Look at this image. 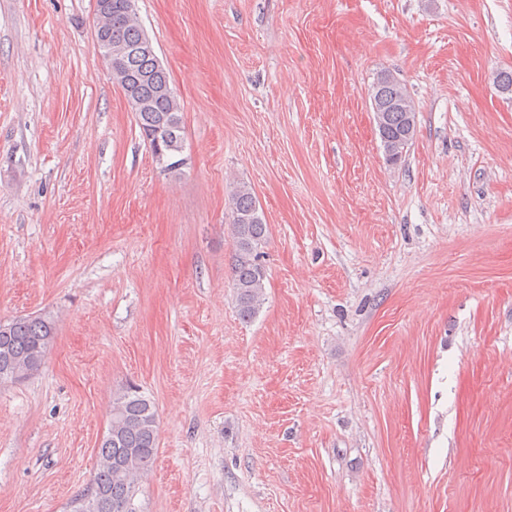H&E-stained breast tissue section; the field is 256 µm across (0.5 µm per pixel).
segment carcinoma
I'll return each instance as SVG.
<instances>
[{"label": "carcinoma", "instance_id": "cac0c4a2", "mask_svg": "<svg viewBox=\"0 0 512 512\" xmlns=\"http://www.w3.org/2000/svg\"><path fill=\"white\" fill-rule=\"evenodd\" d=\"M112 35L134 46L145 37L137 20L115 10ZM156 56L141 53L127 62L132 74L151 75L154 82L141 85L144 109L136 113L141 135L152 154L168 159L166 174L177 175L186 165L185 127L180 102L173 90L158 91L170 85L168 73L156 71ZM372 108L380 112L376 119L387 162L402 161L414 136L411 122L416 119L413 101L406 87L389 73L380 74L370 90ZM230 209L235 240L232 256L233 288L240 316L253 318L265 295L266 271L261 264L267 224L259 212L252 188L239 184L231 194ZM54 336V322L48 316L17 317L0 321V383L15 382L39 371ZM157 413L154 403L135 387H128L112 400L107 432L98 447V460L90 485L69 503V512H140L135 504L136 484L151 470L157 454Z\"/></svg>", "mask_w": 512, "mask_h": 512}]
</instances>
